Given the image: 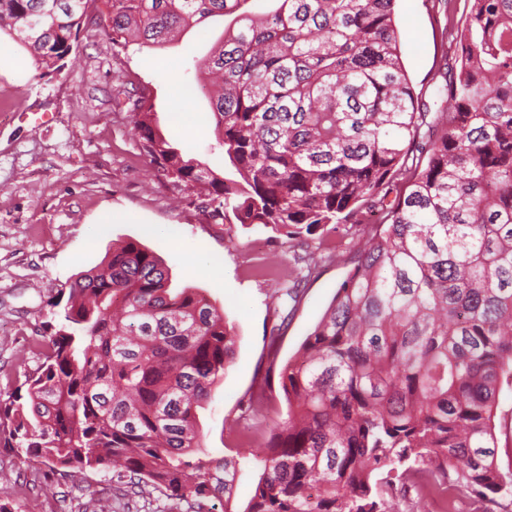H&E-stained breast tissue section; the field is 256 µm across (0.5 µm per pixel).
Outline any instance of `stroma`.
Listing matches in <instances>:
<instances>
[{
	"label": "stroma",
	"instance_id": "stroma-1",
	"mask_svg": "<svg viewBox=\"0 0 512 512\" xmlns=\"http://www.w3.org/2000/svg\"><path fill=\"white\" fill-rule=\"evenodd\" d=\"M465 2L446 11L443 0H397L400 50L419 101L433 98L447 63L459 52L443 35L463 26ZM215 17L179 43L157 50L112 48L99 37L90 12L62 74H41L28 52L6 34L0 51L24 70V80L0 74V395L8 396L35 369L30 348L53 318L52 303L81 271L98 266L112 245L135 240L168 267L175 287L191 286L222 309L237 336L232 365L198 411L206 448L238 453L246 470L234 491L237 512L249 502L259 470L254 450L235 422L244 395L267 376L264 341L280 319L278 361L286 363L321 319L355 265L341 247L320 262L293 310L278 299L275 281L255 275L258 264L281 270L306 247L260 227L215 224L193 197L178 193L141 153L127 106L112 89L137 97L149 88L166 137L188 157L230 173L216 139V119L196 68L224 33ZM0 506L6 512H93L110 500L112 512H155L151 498L124 495L111 475H61L50 464L25 463L0 446Z\"/></svg>",
	"mask_w": 512,
	"mask_h": 512
}]
</instances>
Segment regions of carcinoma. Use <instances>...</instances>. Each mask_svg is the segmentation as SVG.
<instances>
[{
  "label": "carcinoma",
  "mask_w": 512,
  "mask_h": 512,
  "mask_svg": "<svg viewBox=\"0 0 512 512\" xmlns=\"http://www.w3.org/2000/svg\"><path fill=\"white\" fill-rule=\"evenodd\" d=\"M93 0H0V30L44 73H60ZM100 0L113 46L160 49L228 17L197 64L216 136L237 178L185 157L153 123L151 93L130 101L143 155L217 223L288 239L380 214L357 263L296 355L277 365L287 418L249 392L260 473L243 512H415L418 479L438 493L512 512V445L495 416L512 395V0H465L460 46L419 104L401 59L396 0ZM329 251L277 278L297 302ZM43 361L0 400L4 446L61 474L112 473L141 497L205 512L232 504L235 456L202 446L197 410L234 354L224 312L170 287L137 241L112 248L51 303Z\"/></svg>",
  "instance_id": "carcinoma-1"
}]
</instances>
